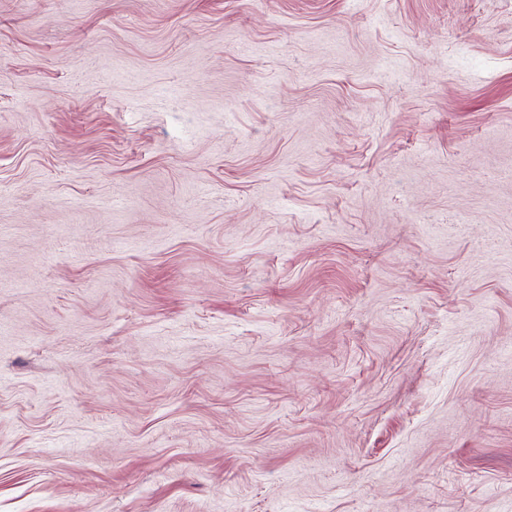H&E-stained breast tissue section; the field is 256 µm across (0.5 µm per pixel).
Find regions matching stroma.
<instances>
[{"instance_id": "1", "label": "stroma", "mask_w": 512, "mask_h": 512, "mask_svg": "<svg viewBox=\"0 0 512 512\" xmlns=\"http://www.w3.org/2000/svg\"><path fill=\"white\" fill-rule=\"evenodd\" d=\"M0 512H512V0H0Z\"/></svg>"}]
</instances>
